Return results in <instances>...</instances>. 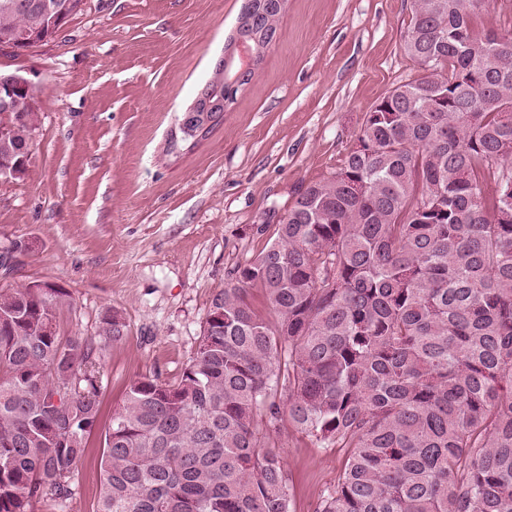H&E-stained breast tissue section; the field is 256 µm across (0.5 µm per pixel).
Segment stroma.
<instances>
[{"label": "stroma", "mask_w": 512, "mask_h": 512, "mask_svg": "<svg viewBox=\"0 0 512 512\" xmlns=\"http://www.w3.org/2000/svg\"><path fill=\"white\" fill-rule=\"evenodd\" d=\"M241 4L85 0L54 40L20 56L0 50V72L40 89L30 172L0 183V252L27 245L0 286L67 290L65 336L96 337L106 312L124 316L126 339L101 354L103 413L135 378H177L212 297L273 238L257 225L335 173L365 113L418 74L403 47L411 0H288L279 40L223 122L184 142L177 117L222 57ZM274 446L292 512H315L346 449L289 426ZM100 455L95 435L71 498L37 512H95Z\"/></svg>", "instance_id": "stroma-1"}]
</instances>
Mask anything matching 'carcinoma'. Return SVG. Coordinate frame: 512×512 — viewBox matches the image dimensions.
<instances>
[{
    "label": "carcinoma",
    "instance_id": "obj_1",
    "mask_svg": "<svg viewBox=\"0 0 512 512\" xmlns=\"http://www.w3.org/2000/svg\"><path fill=\"white\" fill-rule=\"evenodd\" d=\"M0 0V39H54L58 14ZM253 18L263 59L282 12ZM481 0H413L421 73L365 113L331 177L233 270L174 382L142 377L113 408L95 512H292L271 449L284 424L348 448L316 512H512V32H475ZM478 73L473 86L458 82ZM235 72L213 69L224 97ZM38 88L13 92L0 168L29 175ZM256 289L272 318L249 300ZM63 288H0V512L68 499L102 414L100 342L63 336Z\"/></svg>",
    "mask_w": 512,
    "mask_h": 512
}]
</instances>
